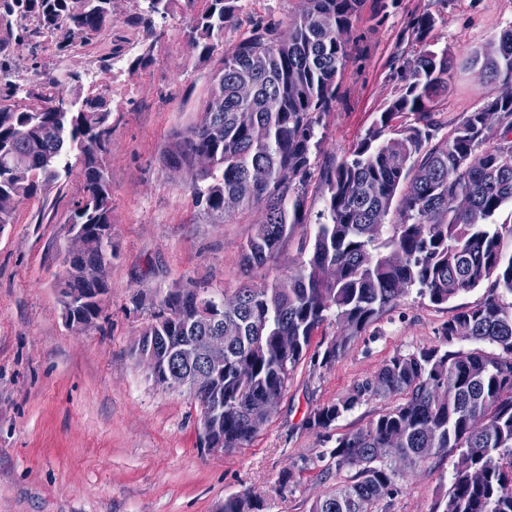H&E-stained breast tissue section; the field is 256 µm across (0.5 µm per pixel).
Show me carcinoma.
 <instances>
[{"instance_id":"1","label":"carcinoma","mask_w":512,"mask_h":512,"mask_svg":"<svg viewBox=\"0 0 512 512\" xmlns=\"http://www.w3.org/2000/svg\"><path fill=\"white\" fill-rule=\"evenodd\" d=\"M173 2L142 0L130 22L156 39L155 19L167 18ZM204 2L188 20L187 37L215 65L200 119L169 145L170 166L190 177L197 204L218 224L234 218L224 213L227 196L238 200L239 212L262 208L263 220L242 249L245 274L275 261L292 226L306 223L312 179L326 202L325 222L294 270L262 287L245 283L214 310L228 336L224 369L193 398L202 408L223 407L210 421L222 449L242 447L264 426V398L284 392L329 317L339 337L315 352L323 366L410 289L439 305L487 282L481 301L443 326L444 343L395 354L347 398L309 413L308 428L327 429L362 402L400 399L366 427L336 438L330 459L336 473L350 476L313 501L310 512H378L399 469L450 453L458 454L452 482L431 512H512V250L504 247L512 214L496 220L512 208V98L495 97L434 139L435 101L448 92L454 61L448 48L428 41L434 19L423 13L409 25L414 54L394 57L404 87L348 157L316 172L312 140L336 102L365 0H301L294 19L252 21L230 48L224 28L238 19L240 0ZM114 21L113 0H0V43L46 41L63 58L97 43ZM496 43L493 55L475 52L470 68L490 82L512 81L511 25ZM31 70L40 78L33 89L0 64V229L13 223L21 203L79 167L83 196L71 210L70 233L99 236L104 248L69 253L65 279L66 287L87 291L75 317L90 327L110 288L112 111L99 93L54 109L65 81L37 62ZM404 115L413 121L398 123ZM200 154L209 156L208 167H196ZM392 212L396 222L385 223ZM197 292L187 288L155 301L145 335L199 346L205 330ZM279 336L293 345L282 349ZM458 338L476 347L448 348ZM259 507L245 491L224 499L222 512Z\"/></svg>"}]
</instances>
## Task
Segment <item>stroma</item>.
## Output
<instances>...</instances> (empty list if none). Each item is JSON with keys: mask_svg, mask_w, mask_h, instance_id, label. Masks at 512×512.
Instances as JSON below:
<instances>
[{"mask_svg": "<svg viewBox=\"0 0 512 512\" xmlns=\"http://www.w3.org/2000/svg\"><path fill=\"white\" fill-rule=\"evenodd\" d=\"M243 4L241 19L224 30L225 45L245 36L249 20H288L301 2ZM138 5L116 0L111 31L84 53L36 55L43 67L77 73L68 89L96 88L112 109L111 288L96 326L66 321L56 282L65 270L67 220L83 195L79 172L24 201L14 223L0 229V512H220L225 498L246 490L262 499L263 512H309L336 483L329 451L337 437L365 427L392 401L356 406L326 430L305 427L310 411L347 397L394 354L441 344L442 326L486 289L440 305L409 290L331 365L303 358L277 410L244 447H204L198 403L155 382L136 343L152 321L155 296L192 286L229 296L240 287L241 250L261 211L214 223L196 205L189 176L173 172L164 158L173 135L196 120L210 69L189 44L183 5L164 23L146 68L116 72L103 63L112 50L125 58L140 53L145 33L124 23ZM422 13L435 19L430 42L461 58L512 25V0H394L380 23L362 13L340 93L316 130L314 165L345 157L398 93L392 59L413 53L404 30ZM499 92V85L457 69L437 102L438 118L455 125ZM324 207L322 192L309 190L305 223L293 226L275 262L252 271V284L296 268ZM455 462L450 455L404 471L385 512H431ZM287 468L294 478L284 488Z\"/></svg>", "mask_w": 512, "mask_h": 512, "instance_id": "1", "label": "stroma"}]
</instances>
